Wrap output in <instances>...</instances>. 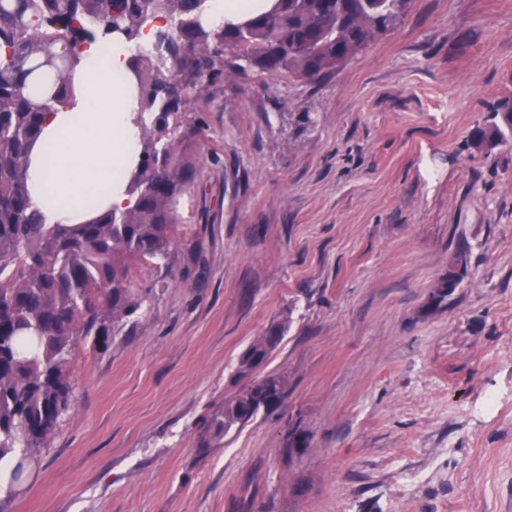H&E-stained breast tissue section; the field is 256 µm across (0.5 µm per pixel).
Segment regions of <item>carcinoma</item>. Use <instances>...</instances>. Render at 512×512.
<instances>
[{
  "label": "carcinoma",
  "instance_id": "carcinoma-1",
  "mask_svg": "<svg viewBox=\"0 0 512 512\" xmlns=\"http://www.w3.org/2000/svg\"><path fill=\"white\" fill-rule=\"evenodd\" d=\"M412 0H273L241 22L210 25V0H0V459L21 452L13 479L50 447L73 405L71 355L89 338L107 350L146 293L135 266L166 258L177 206L196 172L202 120L186 121L193 101L228 73L314 82L391 31ZM152 31V52L138 48ZM118 37L139 102L142 150L128 206L89 224H45L28 186L29 153L47 114L67 106L84 48ZM39 102H34L33 94ZM473 141L492 151L512 141V99L489 108ZM449 272L468 275L466 251ZM280 340L270 329L240 358L248 376ZM263 402L224 403L213 435L248 423L277 404L284 378H262Z\"/></svg>",
  "mask_w": 512,
  "mask_h": 512
}]
</instances>
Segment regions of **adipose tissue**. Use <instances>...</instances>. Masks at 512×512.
Listing matches in <instances>:
<instances>
[{
	"instance_id": "ef3b65f1",
	"label": "adipose tissue",
	"mask_w": 512,
	"mask_h": 512,
	"mask_svg": "<svg viewBox=\"0 0 512 512\" xmlns=\"http://www.w3.org/2000/svg\"><path fill=\"white\" fill-rule=\"evenodd\" d=\"M130 56L115 41L86 46L73 100L47 115L29 168L30 195L46 223L84 224L127 206L142 139Z\"/></svg>"
}]
</instances>
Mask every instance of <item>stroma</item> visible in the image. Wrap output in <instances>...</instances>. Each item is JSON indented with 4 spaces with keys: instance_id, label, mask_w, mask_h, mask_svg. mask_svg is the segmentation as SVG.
<instances>
[{
    "instance_id": "obj_1",
    "label": "stroma",
    "mask_w": 512,
    "mask_h": 512,
    "mask_svg": "<svg viewBox=\"0 0 512 512\" xmlns=\"http://www.w3.org/2000/svg\"><path fill=\"white\" fill-rule=\"evenodd\" d=\"M506 96L512 0H413L317 83L211 88L170 257L106 351L79 342L0 512H512V147L471 139ZM274 326L281 401L212 437ZM280 328L274 327L270 329V333L262 336L260 339L252 343L240 358V374L248 376L260 366L268 357L269 353L278 344L281 336Z\"/></svg>"
}]
</instances>
